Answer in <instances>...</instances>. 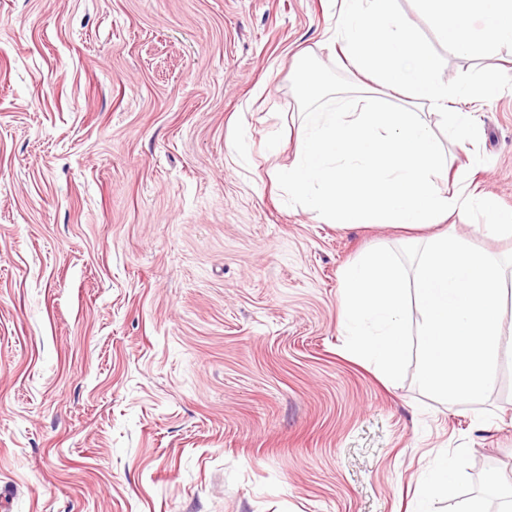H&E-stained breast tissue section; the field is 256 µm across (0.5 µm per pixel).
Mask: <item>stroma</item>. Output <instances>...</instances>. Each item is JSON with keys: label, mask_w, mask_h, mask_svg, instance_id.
Segmentation results:
<instances>
[{"label": "stroma", "mask_w": 512, "mask_h": 512, "mask_svg": "<svg viewBox=\"0 0 512 512\" xmlns=\"http://www.w3.org/2000/svg\"><path fill=\"white\" fill-rule=\"evenodd\" d=\"M340 7L0 0V512H410L444 455L441 512H498L512 354L477 406L385 385L344 347L340 274L408 232L324 223L275 182L302 113L357 79ZM396 7L440 81L497 72L446 149L512 208V46L459 54L422 0ZM297 70L302 77L301 87L303 94L309 99L319 98L324 89V78L318 72L310 69L305 58L297 60Z\"/></svg>", "instance_id": "35a3bbf8"}]
</instances>
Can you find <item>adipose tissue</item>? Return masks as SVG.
Returning <instances> with one entry per match:
<instances>
[{
  "label": "adipose tissue",
  "mask_w": 512,
  "mask_h": 512,
  "mask_svg": "<svg viewBox=\"0 0 512 512\" xmlns=\"http://www.w3.org/2000/svg\"><path fill=\"white\" fill-rule=\"evenodd\" d=\"M335 39L363 76L360 96L304 116L293 163L277 174L278 186L328 223L341 227L391 224L420 229L454 215L490 209L477 190L441 194L435 180L448 174L443 145L424 117L448 116L458 144L472 136L470 113L449 112L450 103L487 101L497 81L446 85L435 76L441 58L422 43L416 25L397 12L394 0H344ZM445 39L461 53L512 45V0H425ZM478 16L473 34L469 16ZM455 470L440 458L422 477L415 512H435L452 494Z\"/></svg>",
  "instance_id": "adipose-tissue-1"
}]
</instances>
